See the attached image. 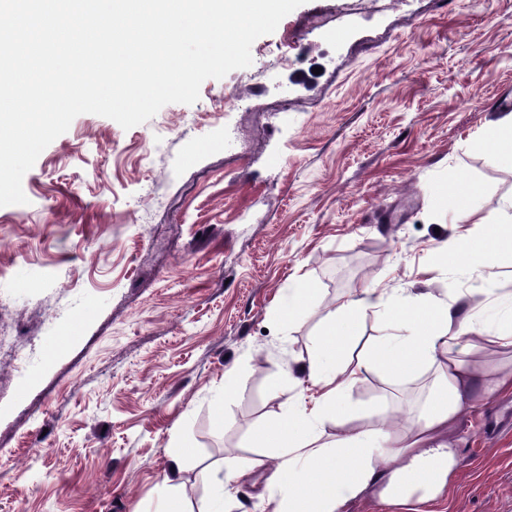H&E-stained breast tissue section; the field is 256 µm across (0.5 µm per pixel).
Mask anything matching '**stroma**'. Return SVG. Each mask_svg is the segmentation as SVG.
<instances>
[{
    "label": "stroma",
    "instance_id": "1",
    "mask_svg": "<svg viewBox=\"0 0 512 512\" xmlns=\"http://www.w3.org/2000/svg\"><path fill=\"white\" fill-rule=\"evenodd\" d=\"M251 54L131 129L77 116L25 174L27 204L0 207L5 318L35 352L22 384L0 354V512H150L166 475L184 492L228 455L246 473L225 512H260L272 467L253 466L249 438L294 398L285 375L339 302L375 288L480 310V279L512 290V250L477 275L444 249L493 230L512 195L485 139L512 94V0H306ZM464 183L482 194L461 226L446 191ZM300 281L312 313L290 320ZM427 393L368 371L345 426L406 424ZM455 438V482L430 512H512V392L466 411Z\"/></svg>",
    "mask_w": 512,
    "mask_h": 512
}]
</instances>
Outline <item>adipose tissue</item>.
Segmentation results:
<instances>
[{
    "label": "adipose tissue",
    "instance_id": "1",
    "mask_svg": "<svg viewBox=\"0 0 512 512\" xmlns=\"http://www.w3.org/2000/svg\"><path fill=\"white\" fill-rule=\"evenodd\" d=\"M512 244V197L501 206L499 227L479 243L456 239L449 255H464L471 272H480ZM497 296L492 330L481 320L432 294L388 298L368 288L338 304L319 336L314 353L300 373L319 387L310 400L297 396L286 405L272 429L257 433L261 447L272 449L276 468L263 512H342L351 498L371 490L399 512H422L455 479L453 437L464 410L475 402L512 391V371L489 374L467 361L478 349L512 350V293ZM372 310L385 321L377 352L353 355L357 316ZM397 380L432 373L431 394L407 425L381 418L366 428L343 430L325 439L327 421L344 423L340 407L346 390L372 367Z\"/></svg>",
    "mask_w": 512,
    "mask_h": 512
}]
</instances>
